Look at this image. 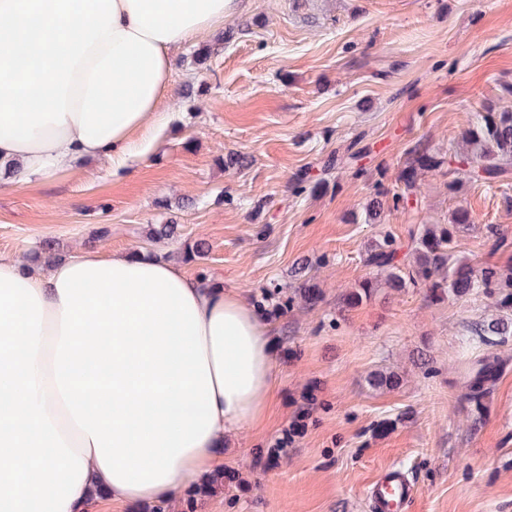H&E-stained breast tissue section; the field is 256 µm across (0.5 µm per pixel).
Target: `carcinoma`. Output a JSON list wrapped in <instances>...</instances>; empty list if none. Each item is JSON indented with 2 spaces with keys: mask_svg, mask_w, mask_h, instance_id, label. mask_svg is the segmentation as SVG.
<instances>
[{
  "mask_svg": "<svg viewBox=\"0 0 512 512\" xmlns=\"http://www.w3.org/2000/svg\"><path fill=\"white\" fill-rule=\"evenodd\" d=\"M463 144L448 149V155L414 149L407 154L399 176V191L391 194L383 185L375 188L368 204V218L381 220L382 198L392 196L393 206L417 194L418 176L423 171L448 167V174L462 175L468 181L481 177L483 183L493 184L512 170V109L498 106L492 100L482 104L462 137ZM475 224L469 210L457 207L447 224H417L410 234L411 245L399 256L396 240L389 233L382 236L367 253L366 265L385 276L391 288L424 287L434 301L460 299L480 292L499 294V303L512 304V268L481 267L464 258L455 257V238ZM209 244L197 240L185 247V262L203 259ZM295 276L304 278L299 286L301 299L309 306L320 300L316 286L305 279L306 268L299 267ZM373 281L365 279L358 288L347 293L343 303L355 307L372 297ZM512 336V321L503 318L484 319L473 329L471 341L487 348V355L476 361V369L468 383L465 400L473 421L483 413L484 399L490 394L500 371V358L492 349L503 346Z\"/></svg>",
  "mask_w": 512,
  "mask_h": 512,
  "instance_id": "cac0c4a2",
  "label": "carcinoma"
}]
</instances>
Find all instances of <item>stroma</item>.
Returning <instances> with one entry per match:
<instances>
[{"instance_id": "obj_1", "label": "stroma", "mask_w": 512, "mask_h": 512, "mask_svg": "<svg viewBox=\"0 0 512 512\" xmlns=\"http://www.w3.org/2000/svg\"><path fill=\"white\" fill-rule=\"evenodd\" d=\"M167 84L168 127L128 175L113 177L104 159L0 185V254L26 258L48 238L68 255L149 251L222 280L269 317L277 385L267 419L227 438L223 481L194 512H368L369 484L392 465L419 488L407 512H512V341L479 422L464 401L479 355L471 325L512 319V307L383 284L343 304L374 274L372 242L388 232L407 246L410 228L448 223L459 204L476 228L457 238V255L512 266V246L493 249L486 232L512 242V173L452 191L447 170L429 171L414 204L385 202L377 224L365 213L376 184L396 188L409 150L447 153L471 113L512 85V0H242L223 27L178 51ZM190 86L204 95L187 96ZM231 152L246 166L225 168ZM159 224L178 225L180 239H152ZM200 238L207 257L183 263ZM299 264L322 292L310 308L295 296ZM272 282L293 295L287 311L264 300ZM376 372L398 374L399 386H371ZM297 419L304 433L269 459Z\"/></svg>"}]
</instances>
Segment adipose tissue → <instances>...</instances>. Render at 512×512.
Instances as JSON below:
<instances>
[{
    "label": "adipose tissue",
    "mask_w": 512,
    "mask_h": 512,
    "mask_svg": "<svg viewBox=\"0 0 512 512\" xmlns=\"http://www.w3.org/2000/svg\"><path fill=\"white\" fill-rule=\"evenodd\" d=\"M237 3L0 0V177L129 173L167 127L175 51ZM271 330L145 252L0 255V512L143 508L211 482L274 395Z\"/></svg>",
    "instance_id": "obj_1"
}]
</instances>
